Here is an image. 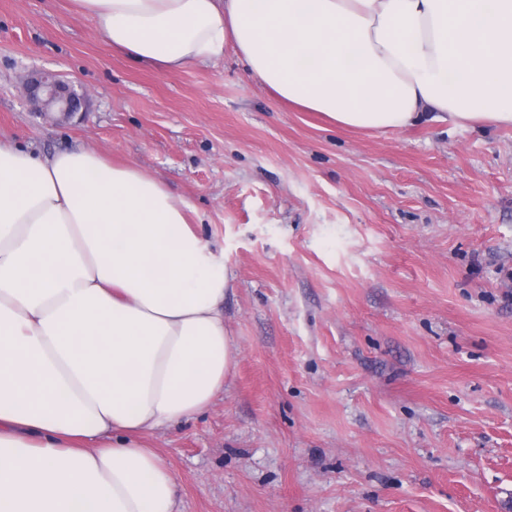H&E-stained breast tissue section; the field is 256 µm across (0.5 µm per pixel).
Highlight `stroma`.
<instances>
[{"label":"stroma","mask_w":512,"mask_h":512,"mask_svg":"<svg viewBox=\"0 0 512 512\" xmlns=\"http://www.w3.org/2000/svg\"><path fill=\"white\" fill-rule=\"evenodd\" d=\"M34 69L87 111L36 112ZM0 134L137 165L224 257V393L145 436L180 512H512V126L340 129L232 50L161 71L71 0H0Z\"/></svg>","instance_id":"1"}]
</instances>
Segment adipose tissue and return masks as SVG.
<instances>
[{"label":"adipose tissue","instance_id":"obj_1","mask_svg":"<svg viewBox=\"0 0 512 512\" xmlns=\"http://www.w3.org/2000/svg\"><path fill=\"white\" fill-rule=\"evenodd\" d=\"M130 60L232 49L279 100L388 131L512 125V0H74ZM192 204L133 164L0 137V512H179L147 432L207 410L232 281Z\"/></svg>","mask_w":512,"mask_h":512}]
</instances>
